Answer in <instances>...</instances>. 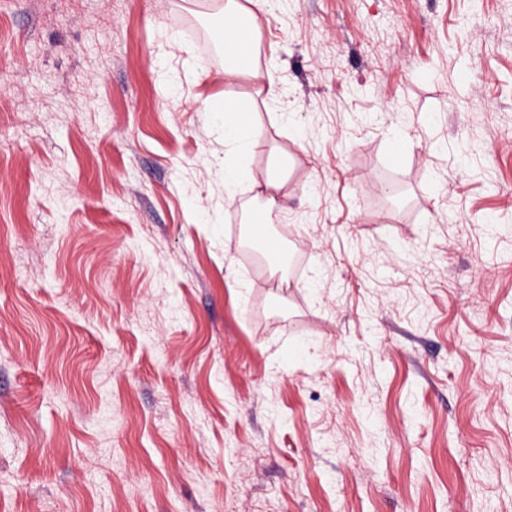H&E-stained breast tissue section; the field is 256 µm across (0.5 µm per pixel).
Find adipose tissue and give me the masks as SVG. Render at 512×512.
I'll list each match as a JSON object with an SVG mask.
<instances>
[{
  "mask_svg": "<svg viewBox=\"0 0 512 512\" xmlns=\"http://www.w3.org/2000/svg\"><path fill=\"white\" fill-rule=\"evenodd\" d=\"M215 7L224 17L226 32L221 42L224 52V78L234 80L240 77L255 79L260 91L270 100L279 99L282 90L270 70L260 69L255 58L258 53L257 41L241 45L233 40L230 31L233 26L255 27V16L241 0H217ZM214 112L224 119V203L233 205L237 189L242 183H250L254 198L259 203L258 215L267 216L272 211L283 209L286 195L284 187L287 176L283 165H276L264 181L253 180L249 168V154L254 145V124L245 105L227 98L215 103Z\"/></svg>",
  "mask_w": 512,
  "mask_h": 512,
  "instance_id": "obj_1",
  "label": "adipose tissue"
}]
</instances>
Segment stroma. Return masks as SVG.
<instances>
[{"label": "stroma", "instance_id": "1", "mask_svg": "<svg viewBox=\"0 0 512 512\" xmlns=\"http://www.w3.org/2000/svg\"><path fill=\"white\" fill-rule=\"evenodd\" d=\"M256 18L277 103L209 0H0V512H512V0ZM211 112L224 117V203L233 205L236 201L238 186L249 182L254 199L260 207L252 211L246 220L255 224L258 216L266 218L274 210H283L287 194L282 192L287 181L285 163H280L267 174L263 182L252 177L249 168V154L254 145V124L251 113L245 105L232 98L216 102ZM248 225V226H250Z\"/></svg>", "mask_w": 512, "mask_h": 512}]
</instances>
